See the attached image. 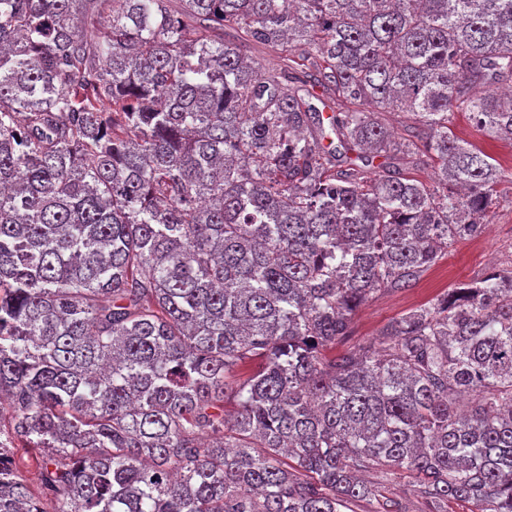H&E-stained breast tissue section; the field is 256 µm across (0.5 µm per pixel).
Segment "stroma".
Returning <instances> with one entry per match:
<instances>
[{
    "mask_svg": "<svg viewBox=\"0 0 512 512\" xmlns=\"http://www.w3.org/2000/svg\"><path fill=\"white\" fill-rule=\"evenodd\" d=\"M450 128L460 139L484 150L504 170L498 186V202L489 222L478 237L449 247L447 254L423 274L415 288L379 294L362 305L354 316L355 334L351 344L375 340L391 319L450 288L478 280L494 270L512 269V141L490 136L466 112L454 113Z\"/></svg>",
    "mask_w": 512,
    "mask_h": 512,
    "instance_id": "1",
    "label": "stroma"
}]
</instances>
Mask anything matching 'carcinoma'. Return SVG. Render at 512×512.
Returning <instances> with one entry per match:
<instances>
[{
	"label": "carcinoma",
	"mask_w": 512,
	"mask_h": 512,
	"mask_svg": "<svg viewBox=\"0 0 512 512\" xmlns=\"http://www.w3.org/2000/svg\"><path fill=\"white\" fill-rule=\"evenodd\" d=\"M505 83L512 0H0V512H512V270L336 351L482 232ZM13 465L18 473L30 485L34 493H38L40 482L38 479V460L34 453L26 448H14L12 455Z\"/></svg>",
	"instance_id": "obj_1"
}]
</instances>
